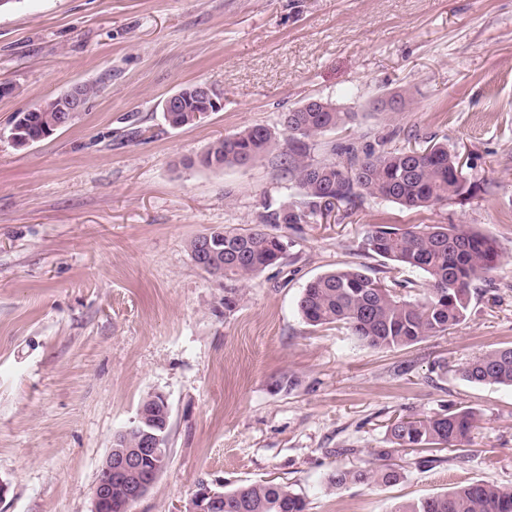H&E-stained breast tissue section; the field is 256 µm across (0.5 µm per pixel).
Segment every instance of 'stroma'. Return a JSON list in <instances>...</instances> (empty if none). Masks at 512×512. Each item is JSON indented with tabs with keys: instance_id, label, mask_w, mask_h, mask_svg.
Returning a JSON list of instances; mask_svg holds the SVG:
<instances>
[{
	"instance_id": "1",
	"label": "stroma",
	"mask_w": 512,
	"mask_h": 512,
	"mask_svg": "<svg viewBox=\"0 0 512 512\" xmlns=\"http://www.w3.org/2000/svg\"><path fill=\"white\" fill-rule=\"evenodd\" d=\"M0 512H91L118 432L150 394L170 407L167 467L131 512H185L199 482L274 480L307 512H393L460 482L512 485V388L460 370L512 346V0H16L0 10ZM97 94L27 148L15 114L77 84ZM195 83L222 108L174 128L163 100ZM406 94L402 112L373 103ZM311 100L354 112L316 138L359 149L447 144L476 186L419 211L366 196L319 224L266 226L288 253L257 276H210L188 243L300 204L279 152L210 170L182 162ZM470 224L494 238L466 319L376 349L313 327L298 300L314 277L355 267L420 287L422 274L364 251L369 225ZM237 303L225 309L227 292ZM468 408V446L398 451L391 486L330 487L376 466L399 416Z\"/></svg>"
}]
</instances>
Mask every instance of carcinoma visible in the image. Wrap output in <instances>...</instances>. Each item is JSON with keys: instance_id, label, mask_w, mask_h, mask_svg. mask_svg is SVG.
Returning <instances> with one entry per match:
<instances>
[{"instance_id": "obj_1", "label": "carcinoma", "mask_w": 512, "mask_h": 512, "mask_svg": "<svg viewBox=\"0 0 512 512\" xmlns=\"http://www.w3.org/2000/svg\"><path fill=\"white\" fill-rule=\"evenodd\" d=\"M201 98L194 86L183 88L179 111L170 113L174 128L193 126V113ZM49 99L21 112L14 135L34 143L57 131L63 113L53 111ZM355 113L333 103L284 118V136L277 143L265 126H253L217 139L186 167L206 169L241 167L256 162L280 145L288 175L301 190L304 201L264 217L269 224H313L317 216L342 204L350 205L365 195L398 203L410 210L471 197L476 185L463 173L459 157L445 144L423 149L360 150L354 144L332 147L333 157L309 160L310 141L342 129ZM340 155L343 160L334 159ZM211 270L208 274L230 281L246 280L282 260L288 237L266 232L256 225L248 229H211ZM362 247L395 267H408L425 275L423 297L407 298L395 288L356 268H338L309 281L298 301L305 322L313 327L346 326L353 336L377 349L400 348L440 335L461 324L470 304V286L491 272L499 253L496 242L467 224H430L400 228L373 224ZM461 375L478 385L512 387V346L503 347L468 362ZM475 414L469 409L401 418L389 429L394 448H381L375 468L338 469L329 485L384 484L398 482L403 474L385 460L393 450L420 448L427 451L459 449L469 442ZM222 512H306L302 496L288 486L254 483L224 493ZM395 512H512V487L475 481L414 503Z\"/></svg>"}]
</instances>
